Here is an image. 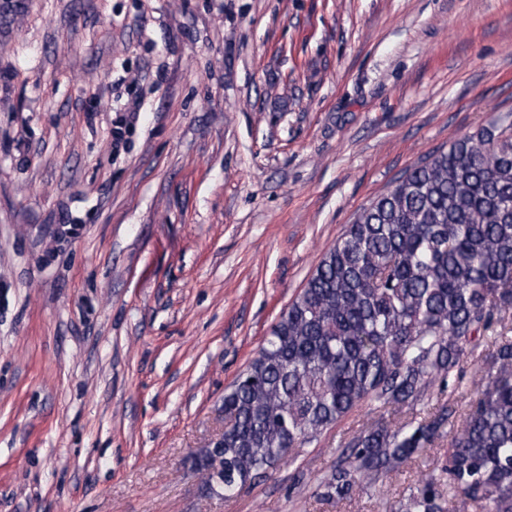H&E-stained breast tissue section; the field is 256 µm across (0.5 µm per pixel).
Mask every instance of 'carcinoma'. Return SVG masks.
Listing matches in <instances>:
<instances>
[{
	"label": "carcinoma",
	"mask_w": 512,
	"mask_h": 512,
	"mask_svg": "<svg viewBox=\"0 0 512 512\" xmlns=\"http://www.w3.org/2000/svg\"><path fill=\"white\" fill-rule=\"evenodd\" d=\"M512 113L411 167L326 251L224 392L221 468L232 497L365 409L316 496L343 501L448 440L447 464L396 512H512ZM488 370L463 415L432 405L465 358Z\"/></svg>",
	"instance_id": "cac0c4a2"
}]
</instances>
